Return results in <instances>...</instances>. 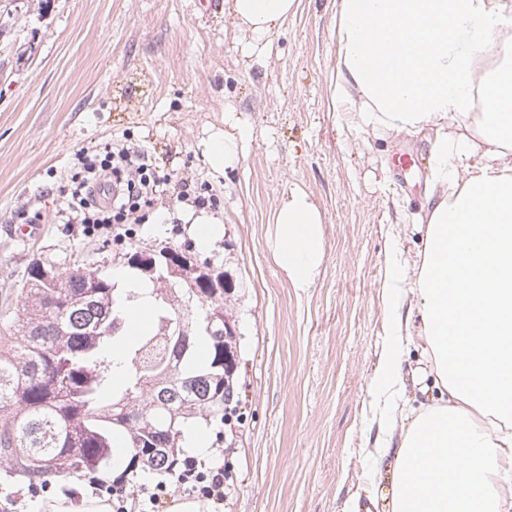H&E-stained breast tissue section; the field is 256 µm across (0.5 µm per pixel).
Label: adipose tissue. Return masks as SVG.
Segmentation results:
<instances>
[{"instance_id":"adipose-tissue-1","label":"adipose tissue","mask_w":512,"mask_h":512,"mask_svg":"<svg viewBox=\"0 0 512 512\" xmlns=\"http://www.w3.org/2000/svg\"><path fill=\"white\" fill-rule=\"evenodd\" d=\"M233 24L263 44L298 0H226ZM333 103L358 97L365 132L431 130L430 209L416 276L397 254L386 304L419 298L439 389L428 409L397 405L399 345L372 382L391 466L389 512H512V0H339ZM241 131L203 142L210 168L234 167ZM271 249L292 287H312L322 216L291 191L273 215Z\"/></svg>"}]
</instances>
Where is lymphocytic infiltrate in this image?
<instances>
[{"mask_svg": "<svg viewBox=\"0 0 512 512\" xmlns=\"http://www.w3.org/2000/svg\"><path fill=\"white\" fill-rule=\"evenodd\" d=\"M76 156L80 168L61 187L66 206L55 221L81 225L88 237L110 238L122 225L141 223L142 208L154 207L170 182L153 173L146 150L124 141L83 147Z\"/></svg>", "mask_w": 512, "mask_h": 512, "instance_id": "1", "label": "lymphocytic infiltrate"}]
</instances>
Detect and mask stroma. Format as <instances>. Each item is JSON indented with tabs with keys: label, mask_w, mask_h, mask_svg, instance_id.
Listing matches in <instances>:
<instances>
[{
	"label": "stroma",
	"mask_w": 512,
	"mask_h": 512,
	"mask_svg": "<svg viewBox=\"0 0 512 512\" xmlns=\"http://www.w3.org/2000/svg\"><path fill=\"white\" fill-rule=\"evenodd\" d=\"M337 0H299L263 51L224 13V0H0V327L17 319L1 299L35 256L120 267L122 249L55 223L54 177L76 149L126 139L144 146L159 173H191L220 203L177 201L171 185L135 229L142 246L197 247L224 267L226 312L238 322L242 371L239 440L210 439L205 466H230L223 503L200 500L192 484L141 474L113 499L112 512H143L166 486L165 512H349L390 486L378 450L380 411L370 392L386 347L402 342L405 375L419 373L424 339L418 298L385 305L391 245L417 273L425 243L430 135L368 134L353 105L334 110ZM235 121L249 138L244 157L218 174L202 142ZM418 158L414 175H394L395 153ZM304 190L323 217L321 273L292 288L272 256L273 213ZM44 229L24 242L23 215ZM214 216L223 233L197 246L192 221ZM408 333L395 338L399 322ZM88 483L47 477L38 489L0 468V512H39Z\"/></svg>",
	"instance_id": "35a3bbf8"
}]
</instances>
